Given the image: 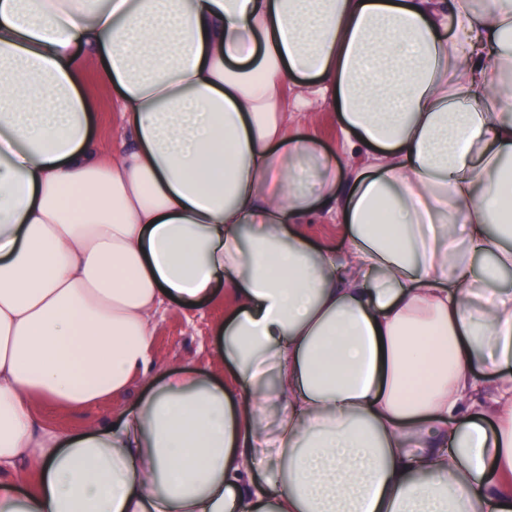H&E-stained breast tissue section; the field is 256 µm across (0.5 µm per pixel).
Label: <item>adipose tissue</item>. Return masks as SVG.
Returning <instances> with one entry per match:
<instances>
[{"label": "adipose tissue", "mask_w": 512, "mask_h": 512, "mask_svg": "<svg viewBox=\"0 0 512 512\" xmlns=\"http://www.w3.org/2000/svg\"><path fill=\"white\" fill-rule=\"evenodd\" d=\"M511 269L512 0H0V512H512ZM85 93L95 102L97 118L94 135L109 147L121 132L122 119L119 112L112 109V87L102 84L97 76V61L88 59L81 77ZM335 113L330 104L326 103L308 118V122L312 126L311 131L317 135L322 146L334 154L337 152L340 139ZM312 224H302L303 231L314 241L327 245L336 250L337 253H343L347 248V240L343 236L337 224L315 219ZM224 289L201 310L173 304L159 318L150 346L157 370H199L224 378V365L216 356L214 336L215 326L233 304ZM138 384L125 394L108 399L102 406L84 409L82 411H46L51 417L49 422L64 431H80L98 422L105 414L112 413V409L128 408L132 406L137 394Z\"/></svg>", "instance_id": "adipose-tissue-1"}]
</instances>
